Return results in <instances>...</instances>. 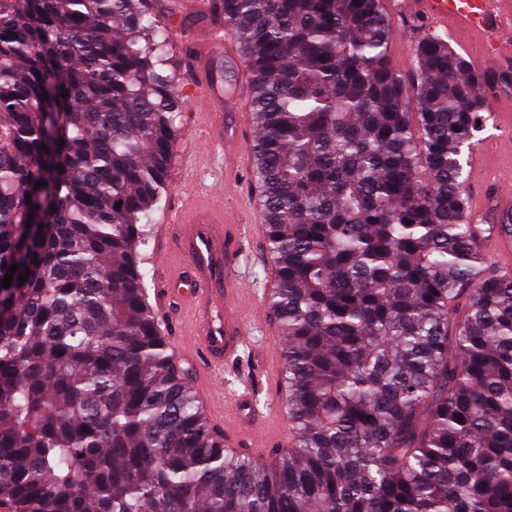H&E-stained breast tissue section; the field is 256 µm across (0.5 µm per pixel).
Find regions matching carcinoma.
Wrapping results in <instances>:
<instances>
[{"label": "carcinoma", "instance_id": "cac0c4a2", "mask_svg": "<svg viewBox=\"0 0 512 512\" xmlns=\"http://www.w3.org/2000/svg\"><path fill=\"white\" fill-rule=\"evenodd\" d=\"M147 2L0 9V503L512 512V275L464 204V151L512 75L438 34L397 68L382 0H222L284 339L289 447L265 464L224 452L149 302L185 99Z\"/></svg>", "mask_w": 512, "mask_h": 512}]
</instances>
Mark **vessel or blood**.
<instances>
[{
	"label": "vessel or blood",
	"instance_id": "obj_1",
	"mask_svg": "<svg viewBox=\"0 0 512 512\" xmlns=\"http://www.w3.org/2000/svg\"><path fill=\"white\" fill-rule=\"evenodd\" d=\"M385 7L408 27L431 17L450 36L468 34L475 51L474 69H485L491 61L503 69L512 66V39L502 35L504 23L512 22V0H387ZM182 92L194 109L225 111L232 117L239 110L238 103H225L224 92L211 79L206 62L197 58L191 61ZM240 133L237 124H219L211 129L209 140L219 149L235 148L241 144ZM471 162L477 174L466 195L471 218L480 219L491 212L512 214V158L500 165L491 151L481 148L474 151ZM229 221L223 207L205 205L167 214L161 227L165 234L177 230L193 271L179 278L162 275L156 303L182 302L186 315L203 327L193 348H186L180 335L168 337L167 344L178 358L196 366L203 380L210 369L237 358L246 341V323L232 302L235 248L225 232ZM481 249L501 270H512V228H494L482 237Z\"/></svg>",
	"mask_w": 512,
	"mask_h": 512
}]
</instances>
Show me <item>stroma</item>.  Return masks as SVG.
I'll return each instance as SVG.
<instances>
[{"label":"stroma","mask_w":512,"mask_h":512,"mask_svg":"<svg viewBox=\"0 0 512 512\" xmlns=\"http://www.w3.org/2000/svg\"><path fill=\"white\" fill-rule=\"evenodd\" d=\"M209 121V114L183 110L177 122L166 188L153 214V223L161 225L164 216L175 207L204 205L216 198L223 200L225 207L239 218L235 262L246 291L238 310L248 322L249 336L239 359L224 365V394L234 399L251 392L254 420L268 422L273 414L284 411L277 387L264 373L268 360L281 353L282 336L265 304L270 270L264 237L250 230L255 216L248 210V198L255 183L250 169L229 166L221 150L208 147L205 139ZM143 252L149 271L147 286L151 289L157 288L161 271L177 274L187 264L180 239L175 235L164 239L152 235Z\"/></svg>","instance_id":"1"}]
</instances>
